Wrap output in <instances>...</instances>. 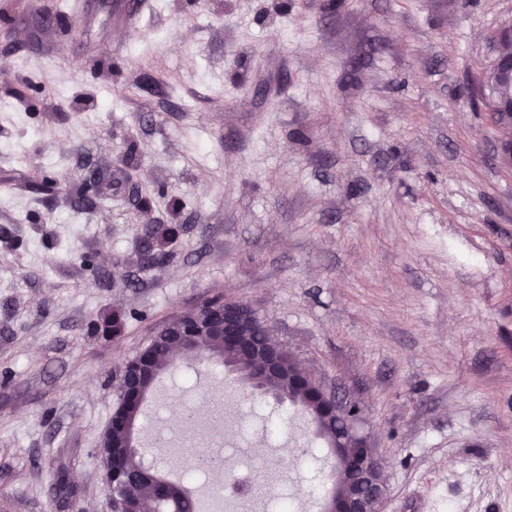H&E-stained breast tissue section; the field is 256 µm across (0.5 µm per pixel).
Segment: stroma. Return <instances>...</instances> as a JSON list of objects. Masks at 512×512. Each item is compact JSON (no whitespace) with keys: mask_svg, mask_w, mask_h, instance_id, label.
I'll list each match as a JSON object with an SVG mask.
<instances>
[{"mask_svg":"<svg viewBox=\"0 0 512 512\" xmlns=\"http://www.w3.org/2000/svg\"><path fill=\"white\" fill-rule=\"evenodd\" d=\"M509 21L512 0H0V512H112L119 371L216 295L358 403L383 512H512V172L473 93ZM161 224L184 230L145 266ZM188 399L320 505L300 409L213 362L148 404L174 429ZM181 458L155 466L206 501ZM126 315L119 310H113L112 316L105 317L96 326V333L103 337L117 339L121 337L125 331Z\"/></svg>","mask_w":512,"mask_h":512,"instance_id":"1","label":"stroma"}]
</instances>
